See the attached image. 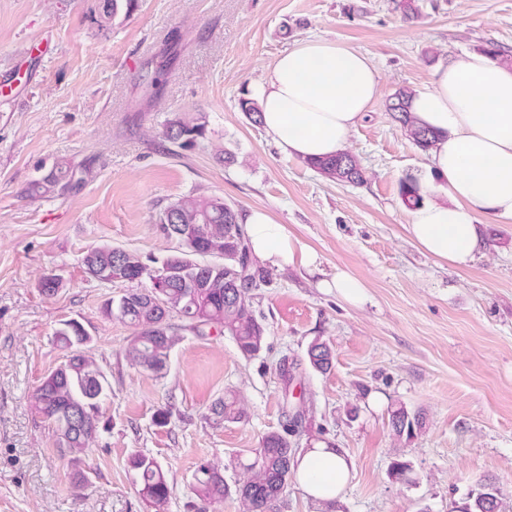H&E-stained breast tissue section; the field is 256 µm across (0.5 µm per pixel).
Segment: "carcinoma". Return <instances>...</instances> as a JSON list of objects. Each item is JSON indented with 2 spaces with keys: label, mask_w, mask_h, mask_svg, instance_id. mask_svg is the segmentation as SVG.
I'll return each instance as SVG.
<instances>
[{
  "label": "carcinoma",
  "mask_w": 512,
  "mask_h": 512,
  "mask_svg": "<svg viewBox=\"0 0 512 512\" xmlns=\"http://www.w3.org/2000/svg\"><path fill=\"white\" fill-rule=\"evenodd\" d=\"M138 0H96L90 14L98 30L105 32L120 11L130 14ZM412 93L397 90L387 109L404 134L415 146L428 151L436 134L421 126L409 109ZM240 111L259 125L261 112L253 98L239 99ZM162 136L183 150L199 147L207 139L205 123L193 116L178 117L167 123ZM307 165L323 177L339 183L360 184L364 172L358 159L340 152ZM93 176L91 163L74 164L61 159L38 180L32 181L26 193L30 197H53L75 194ZM403 205L412 210L421 205L423 196L417 181L405 177L399 182ZM158 231L172 243L162 264L171 270L159 283L149 277L134 280L133 275L146 267L142 257L132 251L110 245L88 249L82 264L86 274L97 281L112 282L119 275L137 287L122 295L118 304L107 300L104 313L117 312L133 333L127 343L126 357L135 365L155 371L166 367L170 352L177 342L171 319L179 317L188 327L220 329L233 336L245 358L256 356L264 343L265 328L255 316L251 303V287L267 282L268 272L253 258L246 225L240 222L235 206L221 198L184 195L169 203L155 219ZM56 343L67 350L64 363L51 371L30 396L36 413L51 424L57 435V449L68 458L76 477V487L86 481L84 458L100 430V405L111 392L107 376L92 356V338L74 319L61 323L54 332ZM310 365L325 373L333 366V349L320 340L308 348ZM218 422L238 423L247 417L239 394L228 391L210 407ZM308 410L299 408L280 431L267 433L254 455L239 462L244 478L229 484L224 480V466L218 461L200 464L196 471L194 492L201 502L199 512L207 505L228 496L235 497L242 512H279L282 492L294 478L297 457L301 451L289 439L299 432ZM389 425L397 436H413L423 429V418L410 413L399 403L390 408ZM128 466L136 475L139 494L153 507L167 503L170 487L161 465L153 458L134 454ZM507 496L493 482L479 481L462 501H452L449 512H506Z\"/></svg>",
  "instance_id": "obj_1"
}]
</instances>
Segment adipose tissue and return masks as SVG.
<instances>
[{"label":"adipose tissue","instance_id":"adipose-tissue-1","mask_svg":"<svg viewBox=\"0 0 512 512\" xmlns=\"http://www.w3.org/2000/svg\"><path fill=\"white\" fill-rule=\"evenodd\" d=\"M381 92L380 75L362 52L331 39L299 42L267 73L258 102L266 133L280 150L303 161L344 150ZM410 110L436 134L426 166L442 181L443 200L412 210L408 231L425 253L465 268L482 242L479 217L512 221V67L481 53L438 66ZM252 250L273 265H315L265 211L243 214ZM349 475L346 459L325 446L298 462L297 481L319 501L335 500Z\"/></svg>","mask_w":512,"mask_h":512}]
</instances>
